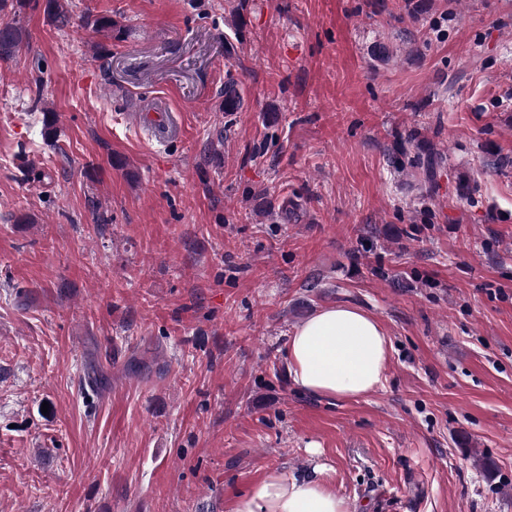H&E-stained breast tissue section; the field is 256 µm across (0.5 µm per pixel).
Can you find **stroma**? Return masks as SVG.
<instances>
[{
    "label": "stroma",
    "instance_id": "obj_1",
    "mask_svg": "<svg viewBox=\"0 0 512 512\" xmlns=\"http://www.w3.org/2000/svg\"><path fill=\"white\" fill-rule=\"evenodd\" d=\"M58 7L0 13V512H230L318 462L350 512H512V0ZM339 303L391 350L331 402L287 347ZM23 41L22 28L10 22L0 23V59L14 56ZM240 81L232 72H227L224 81V110L225 112H238L243 106L240 93ZM428 154L426 158L421 155H416L408 161V166L418 171L420 175L419 185L422 189L432 192L436 188V173L439 167V162L435 157Z\"/></svg>",
    "mask_w": 512,
    "mask_h": 512
}]
</instances>
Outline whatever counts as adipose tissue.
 <instances>
[{"label":"adipose tissue","instance_id":"1","mask_svg":"<svg viewBox=\"0 0 512 512\" xmlns=\"http://www.w3.org/2000/svg\"><path fill=\"white\" fill-rule=\"evenodd\" d=\"M390 339L369 313L344 304L318 310L288 341L289 374L301 391L330 399L367 395L381 385ZM327 467L285 475L270 472L237 499L232 512H350L326 477Z\"/></svg>","mask_w":512,"mask_h":512}]
</instances>
